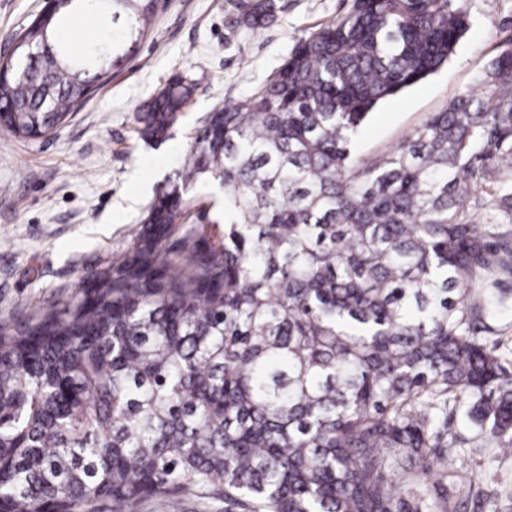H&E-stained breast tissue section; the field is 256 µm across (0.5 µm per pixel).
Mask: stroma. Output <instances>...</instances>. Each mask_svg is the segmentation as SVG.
Returning a JSON list of instances; mask_svg holds the SVG:
<instances>
[{
    "label": "stroma",
    "mask_w": 512,
    "mask_h": 512,
    "mask_svg": "<svg viewBox=\"0 0 512 512\" xmlns=\"http://www.w3.org/2000/svg\"><path fill=\"white\" fill-rule=\"evenodd\" d=\"M232 0H162L153 25L85 107L35 138L0 130V327L35 323L42 309L64 310L83 296V278L132 250L156 191L179 170L187 138L228 97L251 94L287 59L298 40L351 0H288L275 25L228 33ZM44 0H0V57L44 7ZM469 28L447 65L380 103L354 141L372 160L394 147L458 92L479 91L486 63L512 34V0H468ZM197 89L162 144L136 133L141 106L172 78ZM484 490L512 493V458L471 444L464 415L451 423Z\"/></svg>",
    "instance_id": "obj_1"
}]
</instances>
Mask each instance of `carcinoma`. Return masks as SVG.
Wrapping results in <instances>:
<instances>
[{
	"label": "carcinoma",
	"mask_w": 512,
	"mask_h": 512,
	"mask_svg": "<svg viewBox=\"0 0 512 512\" xmlns=\"http://www.w3.org/2000/svg\"><path fill=\"white\" fill-rule=\"evenodd\" d=\"M161 0H112L143 32ZM230 33L287 0H234ZM53 0L0 57V123L51 131L106 81L59 39ZM466 0H352L257 90L206 113L131 253L93 295L0 328V512L160 505L191 487L239 512H488L458 479L448 417L512 458V365L487 343L512 307V37L385 155L351 152L381 101L437 72ZM195 90L170 80L137 132L162 142ZM224 187V233L178 236L188 188ZM486 184L495 192L475 195Z\"/></svg>",
	"instance_id": "cac0c4a2"
}]
</instances>
